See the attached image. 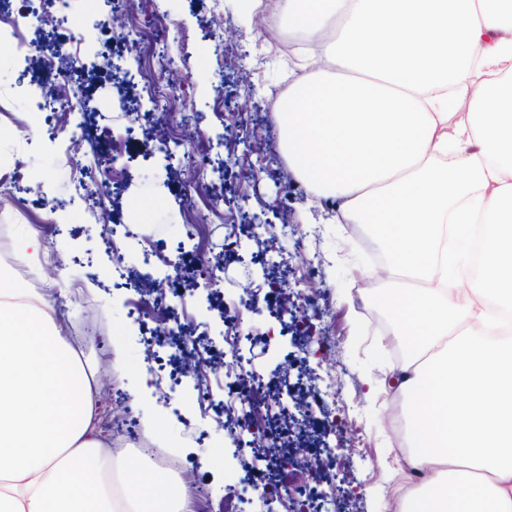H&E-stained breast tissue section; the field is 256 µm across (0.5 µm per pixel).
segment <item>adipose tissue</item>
I'll use <instances>...</instances> for the list:
<instances>
[{"label": "adipose tissue", "instance_id": "ef3b65f1", "mask_svg": "<svg viewBox=\"0 0 512 512\" xmlns=\"http://www.w3.org/2000/svg\"><path fill=\"white\" fill-rule=\"evenodd\" d=\"M288 166L365 225L406 357L402 512H512V0H282ZM0 289V512H190L186 480L106 453L94 367L49 299Z\"/></svg>", "mask_w": 512, "mask_h": 512}]
</instances>
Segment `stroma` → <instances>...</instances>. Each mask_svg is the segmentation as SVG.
I'll use <instances>...</instances> for the list:
<instances>
[{
	"label": "stroma",
	"mask_w": 512,
	"mask_h": 512,
	"mask_svg": "<svg viewBox=\"0 0 512 512\" xmlns=\"http://www.w3.org/2000/svg\"><path fill=\"white\" fill-rule=\"evenodd\" d=\"M132 3L141 27L157 17L168 21L157 50L164 67L179 73L174 105L190 125V161L200 165L204 185L193 186L190 161L158 150L165 115L133 82L143 60L126 31L35 17L27 33L35 46L30 57L0 41V165L20 167L25 183L0 206L9 239L0 272L32 288L61 279L64 292L52 303L64 311L72 335L85 336L88 324L95 330L85 336L84 358L111 376L112 396L129 397L136 436L195 472L209 504H223L232 486L243 512H292L297 501L318 508L327 499L333 512H391V498L408 479L395 457L405 441L402 408L393 392L376 389L393 366L392 351L361 309L385 282L375 278L350 226L317 223L323 202L302 205L292 196L279 116L266 106L270 88L286 78L282 61L262 51L246 0H101L99 8L109 21ZM219 16L237 40L213 38ZM180 30L196 38L193 57L176 39ZM82 37L104 48L80 49L70 80L82 118L57 124L31 96L58 79V54ZM198 213L207 219L208 256L222 260L220 284L211 288L187 276L174 287L160 266L156 288L140 287L143 252L193 258L188 222ZM116 224L134 231L123 241L121 289L112 281V251L103 245ZM27 232L41 245L34 259L19 246ZM312 282L318 291L309 290ZM284 290L317 313L320 339L296 335L281 316ZM138 298L174 317L176 334L133 317L129 303ZM233 323L245 334L236 351L224 340ZM116 355L119 372L112 367ZM188 358L219 369L223 382L209 376L159 390L157 376L179 371ZM246 371L258 374L255 384L242 380ZM256 408L276 438L241 445L227 426L243 423ZM293 412L305 426V451L323 461L317 476L283 463ZM205 455L213 462L203 469ZM285 481L290 492L283 496Z\"/></svg>",
	"instance_id": "stroma-1"
}]
</instances>
